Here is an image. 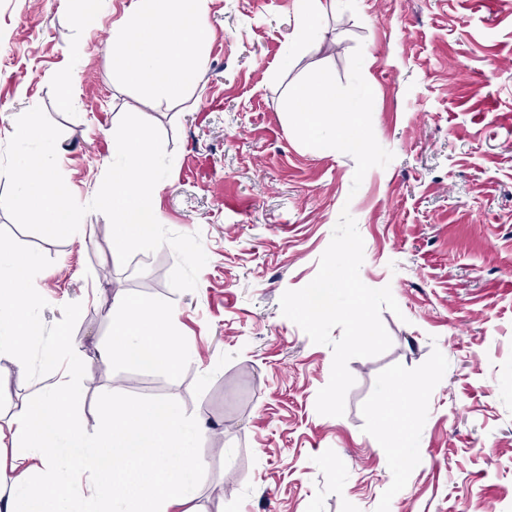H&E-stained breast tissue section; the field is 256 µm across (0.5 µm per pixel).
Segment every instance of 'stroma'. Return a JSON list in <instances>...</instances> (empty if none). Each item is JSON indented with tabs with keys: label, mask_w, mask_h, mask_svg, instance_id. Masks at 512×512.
<instances>
[{
	"label": "stroma",
	"mask_w": 512,
	"mask_h": 512,
	"mask_svg": "<svg viewBox=\"0 0 512 512\" xmlns=\"http://www.w3.org/2000/svg\"><path fill=\"white\" fill-rule=\"evenodd\" d=\"M132 0H104L78 29L76 0H0V151L12 123L42 107L62 131L58 166L89 203L116 156L124 113L159 128L173 157L155 198L160 223L200 233L208 261L176 291L170 246L120 265L108 217L88 213L53 240L0 209V258L36 259L43 334L26 363L0 359L11 390L0 414L42 394L44 347L67 328L84 358L71 405L95 430L102 399L172 402L206 434L199 512H512V0H338L315 51L289 52L295 0H208L202 79L156 102L112 73V34ZM362 49L372 125L394 154L351 184L352 156L301 144L284 108L289 84L329 68L347 82ZM74 74L72 101L57 80ZM364 241L359 274L390 287L392 344L348 363L342 416L317 413L333 354L283 316L285 291L317 274L342 209ZM170 310L178 371L101 362L116 293ZM420 382L401 466L376 427L386 394Z\"/></svg>",
	"instance_id": "stroma-1"
}]
</instances>
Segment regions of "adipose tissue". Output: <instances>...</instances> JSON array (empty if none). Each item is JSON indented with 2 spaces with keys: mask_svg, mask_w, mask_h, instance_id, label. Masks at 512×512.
I'll use <instances>...</instances> for the list:
<instances>
[{
  "mask_svg": "<svg viewBox=\"0 0 512 512\" xmlns=\"http://www.w3.org/2000/svg\"><path fill=\"white\" fill-rule=\"evenodd\" d=\"M297 18L290 49L313 48L336 0H295ZM207 0H133L113 36V75L155 100L175 99L205 70L202 48L209 37ZM29 259L10 262L8 288L0 290V357L23 362L28 342L42 332L32 315ZM112 340L101 360L177 370L183 360L170 311L121 294ZM76 380L51 384L41 397L22 402L0 427V512H197L194 504L204 461L188 443L204 429L168 401L116 407L102 402L101 425L88 432L70 406L80 394ZM411 402L387 398L377 419L393 447L410 435L403 422Z\"/></svg>",
  "mask_w": 512,
  "mask_h": 512,
  "instance_id": "1",
  "label": "adipose tissue"
}]
</instances>
